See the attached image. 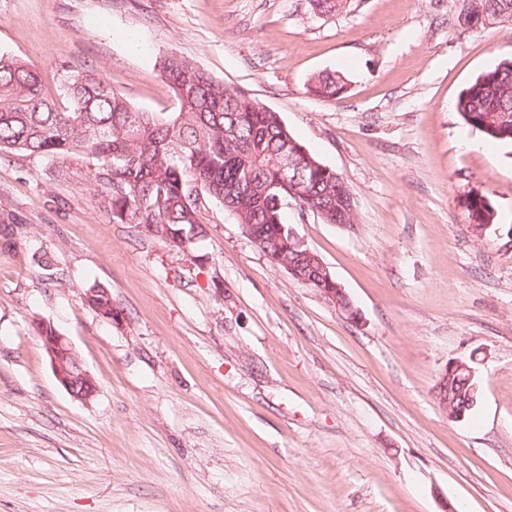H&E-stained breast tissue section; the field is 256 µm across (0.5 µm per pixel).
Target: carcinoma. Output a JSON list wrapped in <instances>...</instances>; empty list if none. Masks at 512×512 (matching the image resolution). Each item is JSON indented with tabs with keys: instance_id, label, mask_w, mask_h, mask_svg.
I'll return each instance as SVG.
<instances>
[{
	"instance_id": "1",
	"label": "carcinoma",
	"mask_w": 512,
	"mask_h": 512,
	"mask_svg": "<svg viewBox=\"0 0 512 512\" xmlns=\"http://www.w3.org/2000/svg\"><path fill=\"white\" fill-rule=\"evenodd\" d=\"M348 0H310L315 14L334 16ZM485 19L512 21V0H467ZM162 73L176 99L174 112H148L114 92L93 70L62 75L59 98L47 94L26 61L0 55V152L89 163L92 198L110 211L112 221L142 228L150 237L182 253L203 236L199 216L211 200L240 224L261 231L257 248L277 253L285 208L318 211L326 224L353 223L354 198L335 170L313 167L301 153L280 115L242 91L213 81L200 67L172 53ZM347 82L339 72L308 80L307 92L338 98ZM455 110L487 138L512 143V59L480 74L459 95ZM295 162L304 187L295 188L281 165ZM471 220L488 224L489 201L467 202ZM471 383L466 374L448 378V414L465 404Z\"/></svg>"
}]
</instances>
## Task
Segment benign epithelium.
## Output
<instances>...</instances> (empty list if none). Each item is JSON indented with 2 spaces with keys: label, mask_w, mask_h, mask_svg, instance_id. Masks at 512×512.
<instances>
[{
  "label": "benign epithelium",
  "mask_w": 512,
  "mask_h": 512,
  "mask_svg": "<svg viewBox=\"0 0 512 512\" xmlns=\"http://www.w3.org/2000/svg\"><path fill=\"white\" fill-rule=\"evenodd\" d=\"M305 249V254L313 256L310 249L305 247V242L297 236L293 229H288V237L282 238V244L279 245V254L285 255L291 250ZM279 263L304 285L312 283L309 278L310 272H315L319 278L325 280L327 287L321 289L320 295L329 303H336V298L345 294L344 289L333 280L327 266L323 262H318L314 269L302 268L288 261L274 260ZM32 329L43 343V348L49 359L52 373L57 382L76 400L81 402L90 401L97 393V384L91 374L84 368L81 359L77 355L70 339L62 335L51 322L37 319L32 321ZM465 371L469 378L473 379L476 375L475 368L471 367L462 359H454L438 373L435 389H441V386L448 383V376Z\"/></svg>",
  "instance_id": "1"
}]
</instances>
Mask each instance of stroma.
Wrapping results in <instances>:
<instances>
[{
  "mask_svg": "<svg viewBox=\"0 0 512 512\" xmlns=\"http://www.w3.org/2000/svg\"><path fill=\"white\" fill-rule=\"evenodd\" d=\"M462 0H0V53L57 94L103 72L170 112L174 52L278 112L338 172L355 221L286 219L358 319L271 264L222 204L194 255L91 201L87 165L0 153V512H512V144L455 102L512 59V22ZM348 79L337 99L313 75ZM496 219L474 231L466 201ZM105 286L113 321L84 302ZM97 384L56 381L30 323ZM473 357L481 396L450 420L434 386ZM347 82L339 72H322L308 80L307 92L316 97L338 98L344 93ZM32 329L43 343L52 373L57 382L76 400L90 401L97 384L84 368L68 336L62 335L50 321H32Z\"/></svg>",
  "mask_w": 512,
  "mask_h": 512,
  "instance_id": "1",
  "label": "stroma"
}]
</instances>
